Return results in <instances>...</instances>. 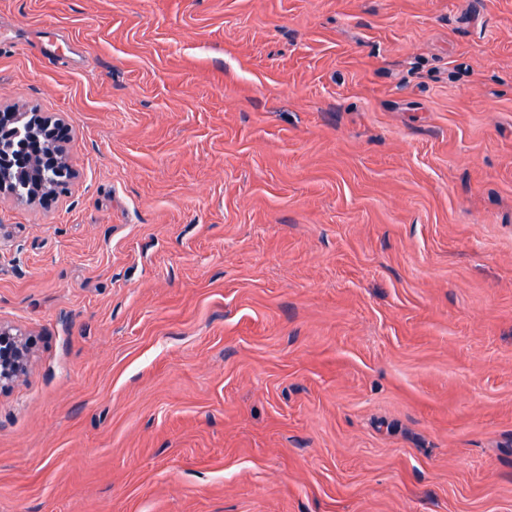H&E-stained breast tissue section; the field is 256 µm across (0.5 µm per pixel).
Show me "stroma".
Segmentation results:
<instances>
[{
  "mask_svg": "<svg viewBox=\"0 0 512 512\" xmlns=\"http://www.w3.org/2000/svg\"><path fill=\"white\" fill-rule=\"evenodd\" d=\"M0 512H512V0H0ZM40 129H51V137L38 138L36 142L27 147L22 154L11 162L5 168L0 169V195L4 193H13L17 197L18 194L14 187L13 176L11 174L12 168L17 165L18 170H25L28 173L36 176L35 169H41L43 174L44 166L48 169L61 166L68 167L65 154L60 148L61 144L69 141L71 137V129L60 119H53L49 116H43L39 113ZM28 345L0 326V390L6 389L27 367Z\"/></svg>",
  "mask_w": 512,
  "mask_h": 512,
  "instance_id": "stroma-1",
  "label": "stroma"
}]
</instances>
